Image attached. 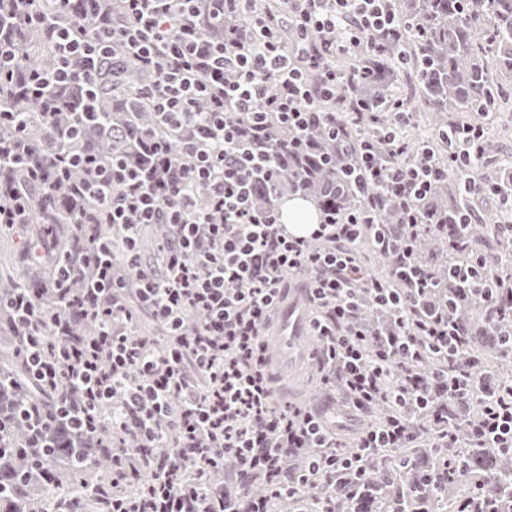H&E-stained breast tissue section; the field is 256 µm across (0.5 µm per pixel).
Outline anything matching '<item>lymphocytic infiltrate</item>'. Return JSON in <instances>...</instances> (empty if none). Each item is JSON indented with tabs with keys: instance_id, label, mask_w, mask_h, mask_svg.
<instances>
[{
	"instance_id": "lymphocytic-infiltrate-1",
	"label": "lymphocytic infiltrate",
	"mask_w": 512,
	"mask_h": 512,
	"mask_svg": "<svg viewBox=\"0 0 512 512\" xmlns=\"http://www.w3.org/2000/svg\"><path fill=\"white\" fill-rule=\"evenodd\" d=\"M96 2L99 27L90 35L64 20L49 28L57 65L46 74L31 69V83L94 85L99 57L124 46L153 74L154 110L179 130L182 148L171 155L156 139L137 163L98 154L86 146L89 119L77 112L64 130L71 149L43 164L25 143L24 113L0 108V127L13 129L0 160L26 164L38 178L58 173L57 188L75 203L71 223L80 241L55 269L56 305H40L32 289L0 295L30 382L53 402L42 412H13L29 421L31 447H52L69 434L104 437L112 492L102 512H269L268 498L309 496L320 482L334 496L315 501L310 512H343L340 502L356 497L366 464L382 459L384 449L416 447L430 432L425 418L439 426L435 447H458L440 400L476 401L469 375L455 368L464 340L448 321L449 281L413 245L425 229L417 204L447 169L429 149L405 141L410 112L393 108L377 141L357 149L364 207L322 212L308 235L289 233L277 210L258 211L246 178L250 168L274 175L263 145L272 126L291 133L294 149L307 147L313 109L339 80L328 55L399 33L392 0H287L291 43L275 22L260 20L230 29L216 45L201 37L197 0ZM271 80L277 93L267 89ZM202 99L209 111H197ZM228 111L240 122H226ZM200 185L209 188L206 198L196 192ZM390 205L398 223H374ZM143 224L168 229L156 272L140 262L136 228ZM116 225L123 238L108 235ZM4 228L21 239L22 263L50 254L52 237L28 232L22 194L0 196ZM367 239L392 259L386 279L360 264L357 246ZM450 246L469 252L450 267V281L478 289L479 272L498 256L469 249L461 238ZM94 259L101 271L73 291L79 270ZM295 275L307 289L328 398L363 414L382 403L394 409L353 440L331 432L316 406L274 402L263 338ZM368 308L384 316L371 330L360 322ZM140 309L160 337L136 332ZM76 315L95 322V334L71 336ZM433 360L437 373L423 377ZM479 404L468 438L512 449V379L495 383Z\"/></svg>"
}]
</instances>
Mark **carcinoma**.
I'll use <instances>...</instances> for the list:
<instances>
[{
  "label": "carcinoma",
  "mask_w": 512,
  "mask_h": 512,
  "mask_svg": "<svg viewBox=\"0 0 512 512\" xmlns=\"http://www.w3.org/2000/svg\"><path fill=\"white\" fill-rule=\"evenodd\" d=\"M397 15L407 22L405 36L394 43L371 46L357 62L358 76L348 83L336 85L334 97H359L372 112H385L392 102L403 104L408 99L396 93L400 83L418 92L435 127L442 131L451 125V112H499L506 95L505 86L512 81V0H395ZM44 24L29 25L24 15L13 18L0 15L3 33L13 42L21 64L13 81L0 82V106L16 101L17 87L23 85L30 66L50 70L56 63V49L45 33L57 15L55 0H39L32 6ZM272 12L283 18L285 4L279 0H260L253 15H224V27L247 28L257 17ZM92 17L88 0H72L69 18L86 23ZM100 76L94 90L74 85L67 92L52 86L44 89V98L56 102L63 112L95 111L100 117L112 114V129L97 141L104 155L114 152H136L141 138L155 133L171 148L180 150V134L161 124L147 93L149 75L122 50L100 59ZM27 113V144L30 152L42 158L49 151L68 150L70 142L61 137L44 117L43 98H29L21 104ZM313 149L306 153L288 151L290 133L282 128L270 129L265 150L278 169L274 180L261 173L249 174L259 208L272 209L277 200L286 197L310 198L317 205L335 207L342 212L355 211L364 205L363 198L349 187L350 157L359 140H375L377 126L367 122L347 130L344 146L330 139L322 124L306 131ZM11 184L27 192L29 208L38 224H61L62 251L75 249L70 237L69 215L73 208L66 194L48 189L49 181L39 186L30 179L26 169L11 172ZM483 187L484 194L505 199L512 196V164H480L455 174L453 183L441 178L422 204L420 221L424 224L448 225V230L428 231L416 242L418 254L433 268L445 275L448 265L465 259L466 254L448 252L446 240L463 237L474 249H489L491 236L500 234L495 214L476 224L458 225V217L472 209L475 194L472 184ZM500 250L504 262L485 271V279L499 281L512 275V240ZM11 287L0 288L10 295L18 288H34L46 300L54 299L45 289L46 269H31L9 276ZM454 319L465 334L464 352L456 365L467 370L475 390L491 380L512 374V359L501 349L503 327L489 322L484 314L483 300L472 293L456 301ZM0 365L14 378L13 387L4 389L0 412L8 414L13 402L19 401L40 408L47 406L49 393L36 390L25 382L26 370L16 356L12 342L0 351ZM29 429L18 421L11 429L14 447L0 458V512H99L97 484H108L112 478L110 448H27ZM409 455L421 461L434 458L426 469L392 472L374 465L362 476L361 497L377 503L388 512H459L463 497L455 495L461 486L470 488L469 497L488 500L482 512H512V451L507 448H486L473 445L451 452L436 448H396L387 452L395 460ZM431 472L448 484V494L435 492L433 484L421 477ZM358 500V501H360ZM352 502V507L358 506Z\"/></svg>",
  "instance_id": "1"
}]
</instances>
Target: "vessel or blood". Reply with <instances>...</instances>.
Segmentation results:
<instances>
[{
	"label": "vessel or blood",
	"instance_id": "vessel-or-blood-1",
	"mask_svg": "<svg viewBox=\"0 0 512 512\" xmlns=\"http://www.w3.org/2000/svg\"><path fill=\"white\" fill-rule=\"evenodd\" d=\"M279 309V326L275 333L265 337L264 343L267 369L273 379L283 382L310 354L306 345L308 315L302 289H284Z\"/></svg>",
	"mask_w": 512,
	"mask_h": 512
}]
</instances>
